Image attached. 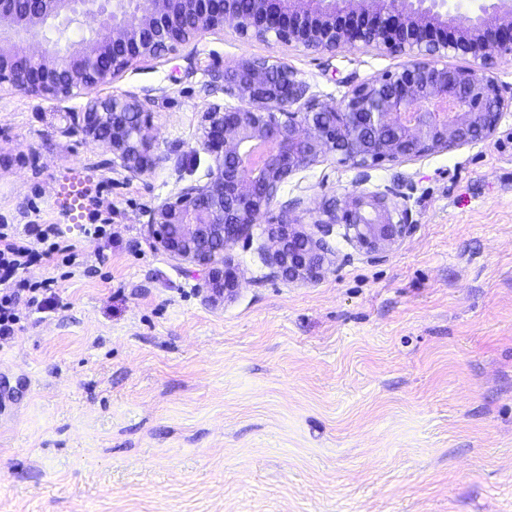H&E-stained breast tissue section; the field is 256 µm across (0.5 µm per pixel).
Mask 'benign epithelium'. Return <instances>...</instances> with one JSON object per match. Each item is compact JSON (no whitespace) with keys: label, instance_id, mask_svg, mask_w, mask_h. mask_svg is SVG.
<instances>
[{"label":"benign epithelium","instance_id":"7a95c632","mask_svg":"<svg viewBox=\"0 0 512 512\" xmlns=\"http://www.w3.org/2000/svg\"><path fill=\"white\" fill-rule=\"evenodd\" d=\"M75 27L76 39L52 41ZM239 36L314 53L371 48L403 58L350 86L339 102L309 95L286 62L246 57L207 85L200 150L212 163L148 213L157 248L205 273L214 302L238 286L227 254L253 225H268L271 276L315 283L336 263L334 228L367 259L386 258L415 230L401 193L353 189L315 209L281 200L292 175L321 159L370 169L490 140L506 99L490 75L512 59V0H479L474 11L448 0H0V89L30 100L86 99L85 137L106 146L111 166L141 177L172 162L149 138L148 94L101 98L94 91L135 64L176 56L203 34ZM469 54L467 66L443 62Z\"/></svg>","mask_w":512,"mask_h":512}]
</instances>
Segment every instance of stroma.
Returning <instances> with one entry per match:
<instances>
[{
    "label": "stroma",
    "instance_id": "obj_1",
    "mask_svg": "<svg viewBox=\"0 0 512 512\" xmlns=\"http://www.w3.org/2000/svg\"><path fill=\"white\" fill-rule=\"evenodd\" d=\"M249 56L336 101L401 63L227 28L137 64L98 96L150 94L183 154L141 178L98 166L69 119L84 99L0 91V224L59 225L96 266L25 273L59 304L0 343V512H512V109L485 143L290 177L281 198L308 207L403 184L416 230L373 263L336 228L335 265L302 284L271 277L255 225L216 304L145 222L203 177L204 86ZM106 213L111 242L86 241Z\"/></svg>",
    "mask_w": 512,
    "mask_h": 512
}]
</instances>
